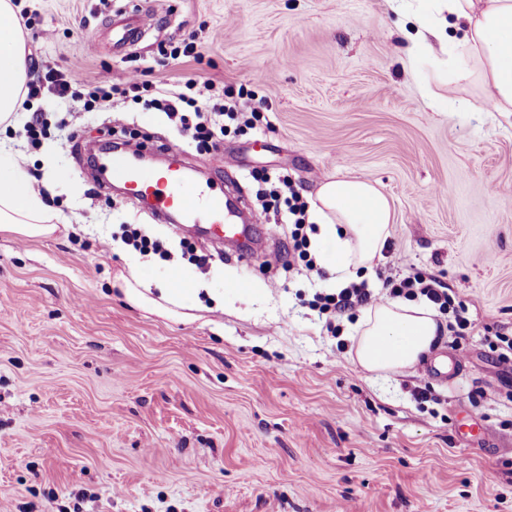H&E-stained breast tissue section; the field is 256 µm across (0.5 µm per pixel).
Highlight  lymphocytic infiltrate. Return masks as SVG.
I'll use <instances>...</instances> for the list:
<instances>
[{"mask_svg":"<svg viewBox=\"0 0 512 512\" xmlns=\"http://www.w3.org/2000/svg\"><path fill=\"white\" fill-rule=\"evenodd\" d=\"M54 84L57 97L66 106L70 122L78 123L97 107L125 97L127 93L144 91L149 95L150 105L162 112L175 124L181 137L195 144L198 151L209 153L218 150L229 125L235 124L254 128L260 119L261 108L251 94L241 91L229 95L224 88L208 80H189L170 88L130 76L125 81L114 80L104 75L97 79L85 95L72 91L71 83L62 74L46 72L43 81H31L29 92L40 89L41 82ZM264 211L273 213L275 223H289L291 226L292 251L294 258L301 261L310 273H320L321 267L309 251L308 203L296 190L287 176H277L269 189L262 191ZM387 296L407 300L423 299L433 304L441 315L448 318V330L452 336L463 338L471 330L463 302L457 301L448 287L432 275L409 271L400 273L392 268L378 270ZM378 297L369 290L367 283H352L334 293H314L308 306L324 319L328 330H335L339 314L376 303Z\"/></svg>","mask_w":512,"mask_h":512,"instance_id":"obj_1","label":"lymphocytic infiltrate"}]
</instances>
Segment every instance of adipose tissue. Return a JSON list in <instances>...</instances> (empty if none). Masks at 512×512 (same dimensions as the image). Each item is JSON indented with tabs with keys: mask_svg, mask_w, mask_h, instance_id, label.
I'll list each match as a JSON object with an SVG mask.
<instances>
[{
	"mask_svg": "<svg viewBox=\"0 0 512 512\" xmlns=\"http://www.w3.org/2000/svg\"><path fill=\"white\" fill-rule=\"evenodd\" d=\"M414 46L437 44L448 57V83L478 75L488 111L512 118V0H432L429 15L414 14ZM26 80L23 34L11 0H0V124L11 120ZM45 203L23 167L0 153V232L48 236ZM316 231L310 248L344 283L357 269H370L389 236L387 196L360 177H326L312 202ZM439 332L433 306L393 299L364 309L354 337V358L377 375L414 367Z\"/></svg>",
	"mask_w": 512,
	"mask_h": 512,
	"instance_id": "obj_1",
	"label": "adipose tissue"
}]
</instances>
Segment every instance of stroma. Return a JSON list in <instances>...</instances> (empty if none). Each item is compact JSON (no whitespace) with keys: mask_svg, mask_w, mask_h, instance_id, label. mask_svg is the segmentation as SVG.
<instances>
[{"mask_svg":"<svg viewBox=\"0 0 512 512\" xmlns=\"http://www.w3.org/2000/svg\"><path fill=\"white\" fill-rule=\"evenodd\" d=\"M31 17L27 77L48 69L87 91L101 73L147 70L156 84L209 78L253 91L268 128L225 138L256 235L286 250L289 227L256 199V178L288 175L311 201L329 175L376 182L395 220L378 268L437 276L468 305L463 339L442 333L412 370L377 376L354 361L356 318L339 337L309 309L331 274L240 260L193 225L157 224L100 189L91 148L129 130L173 144L166 116L123 99L72 135L49 89L0 125L51 198L47 237L0 233V512H512V369L488 333L512 330V125L448 104L442 58L409 56L400 0H13ZM158 22L124 52L111 21L133 9ZM99 35L101 52L85 49ZM194 37L197 55L168 50ZM43 113L38 146L18 136ZM137 224L170 261L122 240ZM209 256L185 266V250ZM160 307L128 301L124 279ZM193 287L161 301L158 282ZM251 295H244V288ZM427 387L431 401L412 392ZM480 422L486 441L456 439Z\"/></svg>","mask_w":512,"mask_h":512,"instance_id":"35a3bbf8","label":"stroma"}]
</instances>
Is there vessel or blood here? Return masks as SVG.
<instances>
[{"label": "vessel or blood", "instance_id": "1", "mask_svg": "<svg viewBox=\"0 0 512 512\" xmlns=\"http://www.w3.org/2000/svg\"><path fill=\"white\" fill-rule=\"evenodd\" d=\"M152 24L153 15L147 11H135L113 22V48H124L137 32ZM155 151L171 155V162L155 167L144 163L141 155L112 152L103 162L108 182L122 186L128 200L146 203L158 221L177 216L182 222L204 225L206 234L217 242H242L247 227L239 223L238 210L223 188L196 180L178 147L164 143Z\"/></svg>", "mask_w": 512, "mask_h": 512}]
</instances>
